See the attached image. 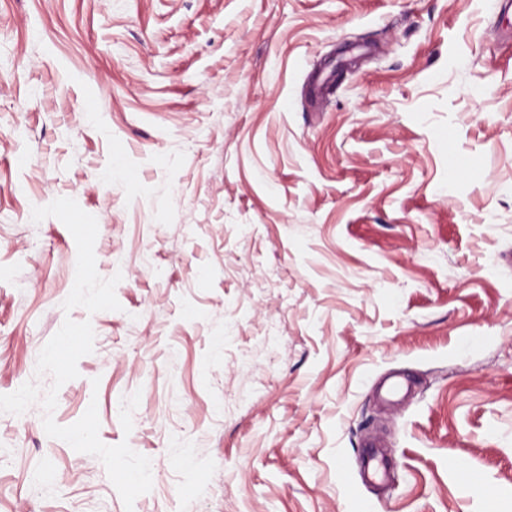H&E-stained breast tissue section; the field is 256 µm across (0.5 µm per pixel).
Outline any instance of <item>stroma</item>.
Here are the masks:
<instances>
[{"label":"stroma","instance_id":"obj_1","mask_svg":"<svg viewBox=\"0 0 512 512\" xmlns=\"http://www.w3.org/2000/svg\"><path fill=\"white\" fill-rule=\"evenodd\" d=\"M346 68L339 78L337 62ZM122 176L109 178L113 167ZM98 222L117 311H64ZM0 512H512V33L488 0H0ZM139 394L133 428L113 406Z\"/></svg>","mask_w":512,"mask_h":512}]
</instances>
